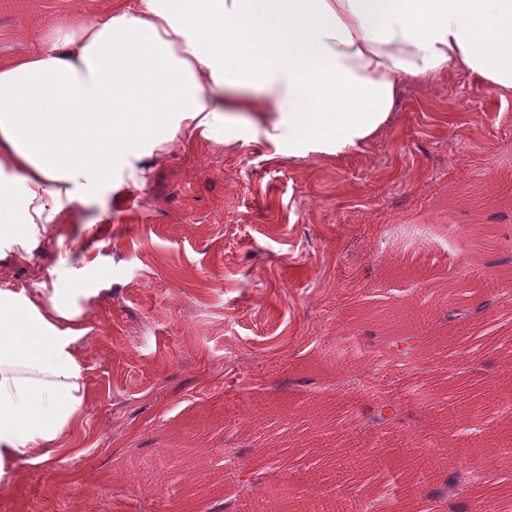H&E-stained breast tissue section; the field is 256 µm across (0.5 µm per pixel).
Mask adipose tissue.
Segmentation results:
<instances>
[{"label":"adipose tissue","instance_id":"adipose-tissue-1","mask_svg":"<svg viewBox=\"0 0 512 512\" xmlns=\"http://www.w3.org/2000/svg\"><path fill=\"white\" fill-rule=\"evenodd\" d=\"M512 92V0H109L0 60V266L99 187L198 140L332 158L379 135L403 81ZM54 274L0 285V491L53 461L91 403L87 306Z\"/></svg>","mask_w":512,"mask_h":512}]
</instances>
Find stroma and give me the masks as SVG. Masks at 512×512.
Returning <instances> with one entry per match:
<instances>
[{
    "mask_svg": "<svg viewBox=\"0 0 512 512\" xmlns=\"http://www.w3.org/2000/svg\"><path fill=\"white\" fill-rule=\"evenodd\" d=\"M108 0H0V58L36 48L29 32ZM440 89L407 81L385 130L324 159L273 154L262 141L173 149L129 186L76 204L45 251L0 267V284L48 269L98 295L89 306L92 405L46 466L21 464L0 512H245L267 483L240 472L265 449L278 475L323 495L374 487L354 447L436 446L474 462L473 430L506 444L512 413L487 406L470 432L440 430L429 399L500 384L495 344L512 340V93L458 73ZM504 265L492 266L493 258ZM483 318L472 311L489 294ZM451 310L465 318L449 322ZM412 313L427 344L411 377L391 357L386 316ZM390 362L383 377L398 421L378 430V398L356 354ZM354 407L341 420L337 401ZM322 457L309 466L311 454ZM221 481L219 494H175L173 471Z\"/></svg>",
    "mask_w": 512,
    "mask_h": 512,
    "instance_id": "stroma-1",
    "label": "stroma"
}]
</instances>
